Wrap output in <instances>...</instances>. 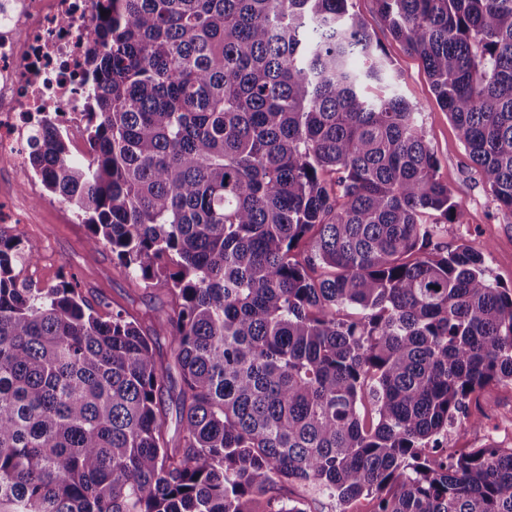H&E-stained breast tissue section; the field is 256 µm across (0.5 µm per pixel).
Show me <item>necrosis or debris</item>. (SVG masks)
<instances>
[{"label":"necrosis or debris","mask_w":512,"mask_h":512,"mask_svg":"<svg viewBox=\"0 0 512 512\" xmlns=\"http://www.w3.org/2000/svg\"><path fill=\"white\" fill-rule=\"evenodd\" d=\"M94 0H0V159L25 165L42 112H76Z\"/></svg>","instance_id":"obj_1"}]
</instances>
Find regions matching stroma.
Instances as JSON below:
<instances>
[{
    "label": "stroma",
    "mask_w": 512,
    "mask_h": 512,
    "mask_svg": "<svg viewBox=\"0 0 512 512\" xmlns=\"http://www.w3.org/2000/svg\"><path fill=\"white\" fill-rule=\"evenodd\" d=\"M353 3L374 39L385 48L398 76L400 93L421 105L426 138L438 158L439 174L462 201L463 216L460 222L444 225V242L487 247L491 279L512 288V216L499 209L459 144L447 112L436 102L421 58L393 38L377 12L375 0ZM0 214L7 218L6 232L38 251V261L23 266L22 278L44 287L57 284L64 276L75 277L83 296L102 313L129 305L149 316L166 310L163 285L134 286L124 268L113 260L110 248H90L86 225L67 205L45 190L30 192L24 175L5 160L0 161ZM480 405L488 409V417L464 433L449 432L450 447L479 448L491 442L505 446L512 442L500 430L501 423L512 417V385L485 387Z\"/></svg>",
    "instance_id": "obj_1"
}]
</instances>
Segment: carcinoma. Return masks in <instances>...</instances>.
Wrapping results in <instances>:
<instances>
[{
	"mask_svg": "<svg viewBox=\"0 0 512 512\" xmlns=\"http://www.w3.org/2000/svg\"><path fill=\"white\" fill-rule=\"evenodd\" d=\"M376 5L512 216V0ZM99 10L85 151L48 112L28 166L91 248L166 284L178 433L157 330L19 279L37 250L0 229V512H512V448H444L512 384V288L443 245L462 202L352 0ZM372 507L373 504L368 499H361L348 506L340 505L326 498H321L320 501L310 503V509L314 510L312 512H340V510L344 508L348 510L347 512H369Z\"/></svg>",
	"mask_w": 512,
	"mask_h": 512,
	"instance_id": "obj_1",
	"label": "carcinoma"
}]
</instances>
